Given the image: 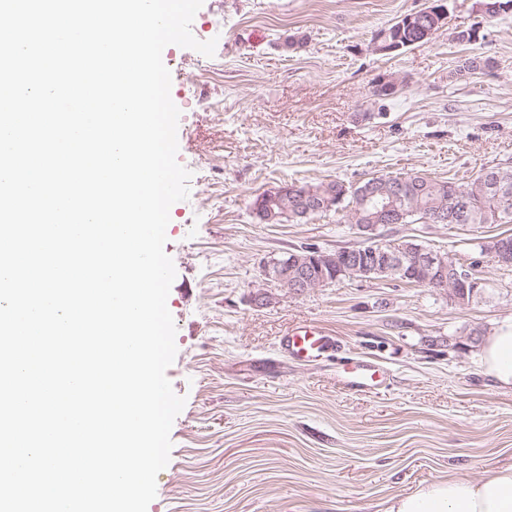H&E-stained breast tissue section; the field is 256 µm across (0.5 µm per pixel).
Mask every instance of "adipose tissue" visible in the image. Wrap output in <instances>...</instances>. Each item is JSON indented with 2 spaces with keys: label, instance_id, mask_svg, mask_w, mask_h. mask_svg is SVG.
<instances>
[{
  "label": "adipose tissue",
  "instance_id": "1",
  "mask_svg": "<svg viewBox=\"0 0 512 512\" xmlns=\"http://www.w3.org/2000/svg\"><path fill=\"white\" fill-rule=\"evenodd\" d=\"M481 365L499 388L512 389V318L485 341ZM379 512H512V465L486 470L477 480L449 476L385 500Z\"/></svg>",
  "mask_w": 512,
  "mask_h": 512
}]
</instances>
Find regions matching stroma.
<instances>
[{
	"instance_id": "1",
	"label": "stroma",
	"mask_w": 512,
	"mask_h": 512,
	"mask_svg": "<svg viewBox=\"0 0 512 512\" xmlns=\"http://www.w3.org/2000/svg\"><path fill=\"white\" fill-rule=\"evenodd\" d=\"M429 0H203L192 25L214 56L169 45L180 111L177 160L189 196L169 211L165 251L176 277L167 307L176 357L166 375L185 406L147 512H378L381 502L455 474L512 465V390L482 373L480 349L512 317V266L480 244L512 224H389L474 265L484 292L460 306L444 288L394 277L344 279L292 293L264 276L304 247L358 245L329 213L260 224L254 198L286 184L381 175L467 182L512 166V14L447 0L432 39L384 54L378 31ZM479 38L458 43L457 32ZM489 67L463 77L465 58ZM383 76L398 82L375 95ZM269 296L256 304L257 293ZM325 328L335 347L301 363L280 348L290 327ZM384 370L369 390L341 372Z\"/></svg>"
}]
</instances>
